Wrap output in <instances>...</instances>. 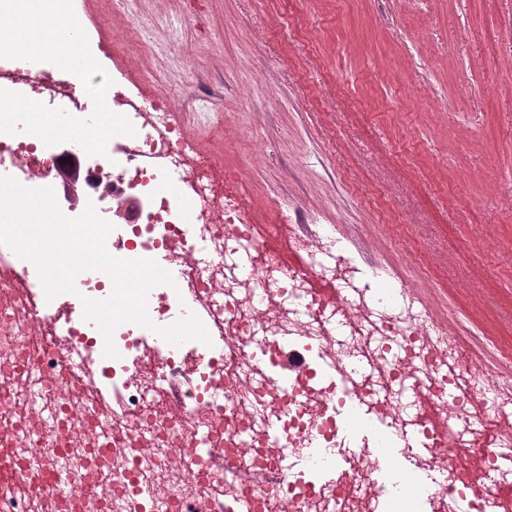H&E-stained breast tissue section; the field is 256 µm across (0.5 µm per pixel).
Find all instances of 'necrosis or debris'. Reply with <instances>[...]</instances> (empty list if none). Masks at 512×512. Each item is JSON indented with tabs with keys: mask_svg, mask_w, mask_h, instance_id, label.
Here are the masks:
<instances>
[{
	"mask_svg": "<svg viewBox=\"0 0 512 512\" xmlns=\"http://www.w3.org/2000/svg\"><path fill=\"white\" fill-rule=\"evenodd\" d=\"M0 88L91 110L50 63L0 60ZM109 94L136 136L112 138L103 158L0 134V173L55 185L56 161L70 159L114 226L108 251L174 279L148 294L153 326L173 324L189 294L211 342L176 347L126 323L104 357L83 301L106 294L109 275L82 273L76 293L49 299L35 266L0 246V512H236L244 500L252 512H500L512 433L483 425L512 418V379L463 362L417 291L383 285L357 251L333 252L324 226L271 248L280 205L249 206L167 94L143 108L118 77ZM314 436L322 453L307 450ZM457 447L483 455L480 477L449 462Z\"/></svg>",
	"mask_w": 512,
	"mask_h": 512,
	"instance_id": "4bbe7bcc",
	"label": "necrosis or debris"
}]
</instances>
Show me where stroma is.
I'll return each instance as SVG.
<instances>
[{"mask_svg":"<svg viewBox=\"0 0 512 512\" xmlns=\"http://www.w3.org/2000/svg\"><path fill=\"white\" fill-rule=\"evenodd\" d=\"M76 13L144 102L166 92L178 118H227L223 147H199L241 174L251 204L341 225L337 247L431 292L436 315L455 313L463 345L502 370L512 0H78ZM130 21L139 42L116 43ZM384 204L410 224L426 264L405 265Z\"/></svg>","mask_w":512,"mask_h":512,"instance_id":"obj_1","label":"stroma"}]
</instances>
